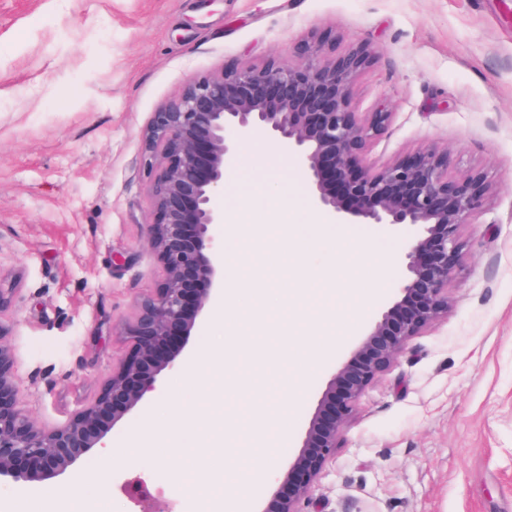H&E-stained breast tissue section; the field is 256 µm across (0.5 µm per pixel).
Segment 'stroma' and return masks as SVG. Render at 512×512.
I'll return each instance as SVG.
<instances>
[{"label": "stroma", "mask_w": 512, "mask_h": 512, "mask_svg": "<svg viewBox=\"0 0 512 512\" xmlns=\"http://www.w3.org/2000/svg\"><path fill=\"white\" fill-rule=\"evenodd\" d=\"M337 50L372 48L354 89L357 111L388 109L368 149L384 164L426 144L448 148L453 175L485 174V212L464 225V267L447 319L416 336L362 395L335 459L316 481L319 512H512V0H0V282L14 288L9 328L20 399L40 424L91 403L125 354L117 330L159 287L145 233L151 210L143 134L191 79L295 56L308 34ZM268 144L224 172L226 211L266 223L251 192ZM241 250L255 278L289 292L325 257L289 270ZM214 380L188 365L164 372L161 394L114 427L106 445L43 487L112 512H139L125 481H145L154 512H194L195 490L174 448L138 450L141 427L166 435L174 413L220 426L236 419L228 390L287 409L281 466L308 408L350 348L342 343L289 401L272 358L298 332L234 336Z\"/></svg>", "instance_id": "1"}]
</instances>
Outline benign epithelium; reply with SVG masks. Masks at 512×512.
Instances as JSON below:
<instances>
[{"instance_id": "1", "label": "benign epithelium", "mask_w": 512, "mask_h": 512, "mask_svg": "<svg viewBox=\"0 0 512 512\" xmlns=\"http://www.w3.org/2000/svg\"><path fill=\"white\" fill-rule=\"evenodd\" d=\"M371 58L365 44L338 52L308 36L296 60L196 77L154 113L144 133L146 231L161 285L125 324L128 351L95 400L50 427L21 404L15 352L0 322V482L36 485L104 447L111 427L147 402L157 378L199 335L224 293V240L215 235L224 225V171L238 139L258 135L288 148L314 209L328 220L415 228L404 245V278L336 366L297 449L267 485L262 512H304L365 390L414 337L448 317V287L464 260L461 228L484 211L490 194L482 173L452 175L451 152L437 144L381 166L367 159L368 141L391 119L385 109L365 118L355 111L353 86Z\"/></svg>"}]
</instances>
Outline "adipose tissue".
Masks as SVG:
<instances>
[{"label": "adipose tissue", "instance_id": "1", "mask_svg": "<svg viewBox=\"0 0 512 512\" xmlns=\"http://www.w3.org/2000/svg\"><path fill=\"white\" fill-rule=\"evenodd\" d=\"M244 395H236L235 403L242 407L243 413L239 421V430L232 440L235 448H272L277 443L288 438V420L280 418L276 434L262 432L257 425V417L252 410L245 407ZM137 442L140 448H177L180 449L188 471L194 472L202 467L198 449L225 442L223 433L216 421H195L194 418L175 416L171 431L166 437H159L151 430L145 429L138 433ZM210 478L204 484L202 492L196 497L199 512H236L233 497L224 496L222 489L225 485L233 484L249 477L252 480L262 479L264 472L257 467H249L240 471L233 462H217L206 467Z\"/></svg>", "mask_w": 512, "mask_h": 512}]
</instances>
